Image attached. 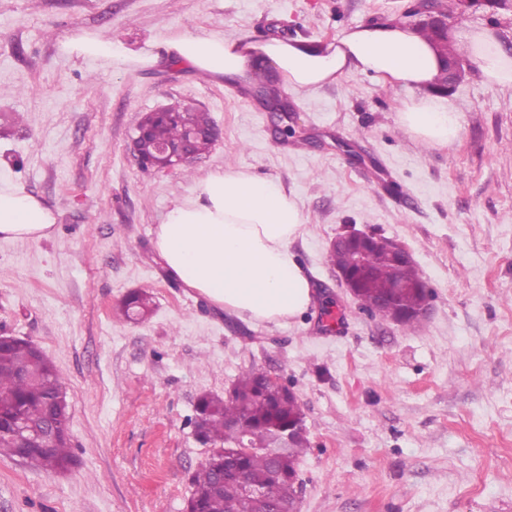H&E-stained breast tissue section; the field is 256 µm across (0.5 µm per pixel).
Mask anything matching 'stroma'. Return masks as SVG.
Here are the masks:
<instances>
[{
	"label": "stroma",
	"instance_id": "35a3bbf8",
	"mask_svg": "<svg viewBox=\"0 0 512 512\" xmlns=\"http://www.w3.org/2000/svg\"><path fill=\"white\" fill-rule=\"evenodd\" d=\"M414 0H0V186L57 218L52 237L0 239V334L34 343L64 379L74 463L0 454V512H185L211 453L200 395L256 367L296 394L309 448L302 512H512V90L474 63L445 93L458 139L426 147L397 122L406 93L370 74L279 90L288 118L241 87L160 56L120 64L72 51L81 36L136 52L190 32L324 44L358 24L415 25ZM512 45V7L461 24ZM209 112L220 138L185 168L142 169L144 113ZM383 172L386 188L368 183ZM245 169L294 193L292 251L315 293L290 323L251 322L172 278L154 249L167 209L215 171ZM402 243L432 290L409 331L361 308L326 261L345 229ZM154 303L144 320L119 306ZM152 298L147 293H134L130 295L121 307V313L127 319H131L132 313H136L139 318L151 312Z\"/></svg>",
	"mask_w": 512,
	"mask_h": 512
}]
</instances>
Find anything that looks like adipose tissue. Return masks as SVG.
<instances>
[{
  "label": "adipose tissue",
  "mask_w": 512,
  "mask_h": 512,
  "mask_svg": "<svg viewBox=\"0 0 512 512\" xmlns=\"http://www.w3.org/2000/svg\"><path fill=\"white\" fill-rule=\"evenodd\" d=\"M488 85L512 89V51L487 27L460 33ZM166 55L195 69L243 82L258 66L275 70L285 88L314 91L352 74H371L408 96L398 121L422 145L452 143L461 115L435 96L439 59L408 26L368 22L327 45L245 36L185 33L158 42ZM56 218L20 186L0 187V238L40 240ZM305 222L300 204L273 179L251 171L210 174L168 208L154 246L170 275L213 305L256 322L284 323L305 312L312 284L291 250Z\"/></svg>",
  "instance_id": "1"
}]
</instances>
